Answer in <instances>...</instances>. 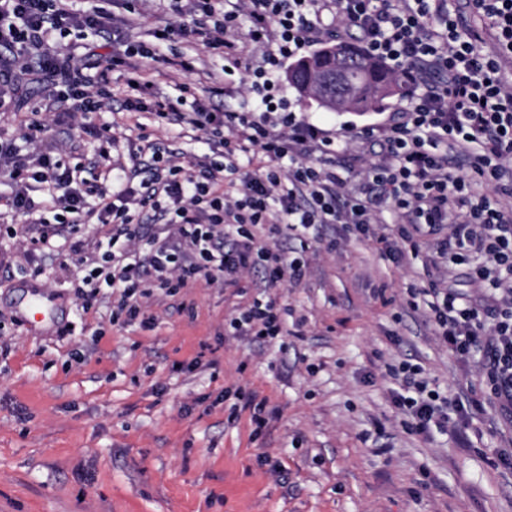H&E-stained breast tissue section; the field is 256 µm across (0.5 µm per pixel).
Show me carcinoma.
<instances>
[{
  "label": "carcinoma",
  "mask_w": 512,
  "mask_h": 512,
  "mask_svg": "<svg viewBox=\"0 0 512 512\" xmlns=\"http://www.w3.org/2000/svg\"><path fill=\"white\" fill-rule=\"evenodd\" d=\"M340 61L345 64L346 74L337 85L336 97L327 99L321 93L320 78L336 72ZM286 79L301 96L313 99L323 108L336 107L360 115L379 109L387 98L404 94L398 74L389 65L360 54L355 41L346 46L323 44L291 64Z\"/></svg>",
  "instance_id": "carcinoma-1"
}]
</instances>
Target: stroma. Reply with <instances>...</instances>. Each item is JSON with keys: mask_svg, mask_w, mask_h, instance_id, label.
<instances>
[{"mask_svg": "<svg viewBox=\"0 0 512 512\" xmlns=\"http://www.w3.org/2000/svg\"><path fill=\"white\" fill-rule=\"evenodd\" d=\"M114 15L133 5L132 42L175 21L167 0H95ZM182 56L191 74L175 72ZM155 98L190 84L207 106L254 104L231 76L211 95L222 55L181 39L148 61ZM283 94L298 117L336 132L389 123L402 99L359 116ZM83 117L33 76L23 77L0 136L20 138L16 112L40 105L49 137L70 162L93 168L97 143L85 124H113L112 166L128 170L139 133L180 160H216L204 138L152 114L127 116L122 80ZM24 217L0 208V512H512V424L494 406L428 436L411 434L391 397L389 366L420 365L433 388L481 398L479 369L434 336L410 286L427 287L423 258L382 255L343 225L290 232L308 261L300 283L268 290L288 311L282 343L228 336L234 288L198 282L145 305L152 324L112 319L105 288L84 306L80 256L26 254ZM266 399L275 415L254 432L233 409L235 390Z\"/></svg>", "mask_w": 512, "mask_h": 512, "instance_id": "stroma-1", "label": "stroma"}]
</instances>
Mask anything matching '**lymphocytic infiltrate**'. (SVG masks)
I'll use <instances>...</instances> for the list:
<instances>
[{"label": "lymphocytic infiltrate", "instance_id": "f902f5d3", "mask_svg": "<svg viewBox=\"0 0 512 512\" xmlns=\"http://www.w3.org/2000/svg\"><path fill=\"white\" fill-rule=\"evenodd\" d=\"M82 0H0V110L27 59L55 85L81 97L94 112L111 73L129 91L131 111L204 134L219 147L223 162L195 160L189 166L163 157L148 135L140 153L158 169L133 181L112 171V129L92 128L99 140L94 175L66 164L44 140L36 115L20 127L27 141H44L23 154L0 138V175L9 179L7 206L33 218L31 252L84 250L77 224L107 227L106 247L87 257L79 296L91 301L101 289L119 290L113 317L132 320L145 300L201 281L238 286L240 273L259 271L265 288L300 279L306 266L290 255V231L322 224H351L364 239L377 238L383 253L425 254L434 269H469L483 299L472 300L453 286L427 289L428 322L449 350L474 360L491 385L490 395L512 420V81L503 72L512 60V0H467L495 40L484 51L480 33L465 27L448 0H171L190 23L160 26L159 43L174 38L201 41L222 53L227 68L250 83L256 110L215 112L199 102L183 110V98L153 100L144 58L150 50L129 43L132 18L107 19ZM247 33H240L241 19ZM351 29L362 49L400 75L407 100L399 121L356 135H328L297 119L280 94L276 72L301 50L335 29ZM93 29L111 32L117 49L106 59L85 53L72 61L55 51L54 37ZM370 141L378 160L348 188L336 160L352 139ZM465 157L492 194L474 189V179L452 173L447 149ZM44 193L35 199L34 190ZM390 208L399 238L409 251H393L373 228L377 207ZM53 211L54 222L42 214ZM280 242L268 246L267 234ZM233 336L265 344L288 330L276 300H253L227 322ZM393 401L406 429L428 435L447 429L457 402L431 389L421 369L402 364L391 372Z\"/></svg>", "mask_w": 512, "mask_h": 512}]
</instances>
